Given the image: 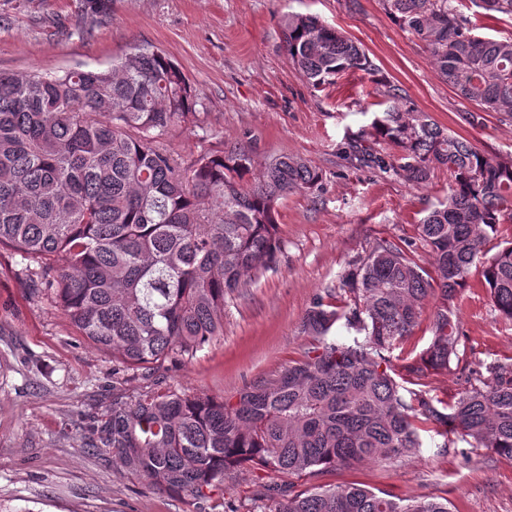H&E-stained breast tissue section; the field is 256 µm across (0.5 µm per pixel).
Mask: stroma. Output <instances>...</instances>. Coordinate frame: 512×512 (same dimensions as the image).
<instances>
[{
    "mask_svg": "<svg viewBox=\"0 0 512 512\" xmlns=\"http://www.w3.org/2000/svg\"><path fill=\"white\" fill-rule=\"evenodd\" d=\"M84 0H0V71L55 74L106 68L137 47L170 56L199 100L193 122L175 127L168 149L184 161L227 143L257 162L282 155L310 161L323 174L314 193L278 207L284 250L278 264L224 307V335L192 360L167 359L126 369L68 323L45 291L27 279L40 265L0 249V512H271L263 485L280 475L241 471L204 496L152 490L105 447L98 432L113 405L170 392L231 398L275 378L313 345L302 319L313 300L336 290L355 258L379 240L413 241L428 208L448 193L438 174L423 186L347 168L336 146L363 134L382 111V83L399 86L416 111L481 151L512 157V116L461 115L469 103L437 74L426 47L394 25L380 0H110L88 24ZM311 14L361 45L376 77L348 73L308 87L282 48L281 19ZM463 336L447 372L413 379L403 367L430 340L417 330L390 356L406 389L453 400L471 372L492 377L512 365V323L496 316L479 280L456 302ZM419 453L395 465L362 463L294 478L296 489L358 484L410 499L437 497L450 512H512V460L444 444L423 433Z\"/></svg>",
    "mask_w": 512,
    "mask_h": 512,
    "instance_id": "1",
    "label": "stroma"
}]
</instances>
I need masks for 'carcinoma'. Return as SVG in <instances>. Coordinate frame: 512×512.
Instances as JSON below:
<instances>
[{
	"mask_svg": "<svg viewBox=\"0 0 512 512\" xmlns=\"http://www.w3.org/2000/svg\"><path fill=\"white\" fill-rule=\"evenodd\" d=\"M109 0H85L92 23ZM385 14L429 49L439 76L484 112L512 115V38L475 33L463 8L512 16V0H382ZM283 48L314 89L349 72L376 73L366 52L318 18L288 14ZM372 113L368 135L337 145L349 169L410 184L448 174V197L418 224V241L382 239L348 264L338 291L302 320L314 346L276 378L235 400L171 392L112 407L102 441L150 489L193 497L243 469L288 477L416 454L421 432L465 439L512 459V370L477 379L448 403L406 398L386 354L413 335L433 304L416 377L444 371L463 336L455 300L478 275L512 321V158L492 156L404 103ZM193 86L159 49L136 48L106 69L54 75L0 71V249L48 260L33 283L71 325L129 367L188 360L224 335V302L282 252L277 206L318 189L305 159L279 156L253 171L250 151L226 143L186 165L167 148L196 114ZM431 257L421 266L414 254ZM349 342L331 337L336 325ZM274 512H449L448 501L404 502L357 485L318 486L274 499Z\"/></svg>",
	"mask_w": 512,
	"mask_h": 512,
	"instance_id": "cac0c4a2",
	"label": "carcinoma"
}]
</instances>
